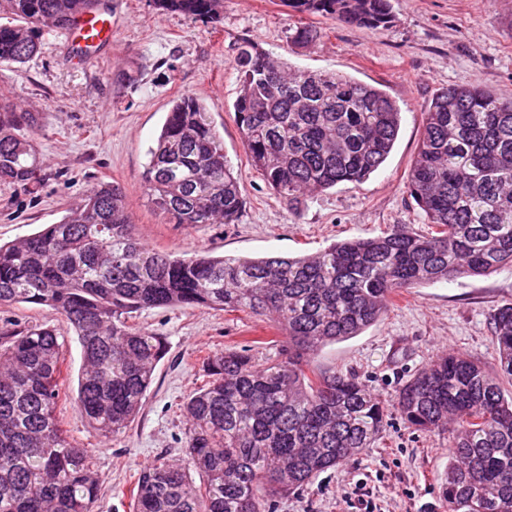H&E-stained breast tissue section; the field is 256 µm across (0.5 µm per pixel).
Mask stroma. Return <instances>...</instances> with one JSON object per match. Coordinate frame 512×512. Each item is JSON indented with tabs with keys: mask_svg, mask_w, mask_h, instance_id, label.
I'll use <instances>...</instances> for the list:
<instances>
[{
	"mask_svg": "<svg viewBox=\"0 0 512 512\" xmlns=\"http://www.w3.org/2000/svg\"><path fill=\"white\" fill-rule=\"evenodd\" d=\"M111 6L112 44L85 65L69 63L63 31L45 30L36 55L0 68V95L33 113L35 142L47 180L34 195L0 184V243L21 240L59 223L84 192L119 184L140 238L190 256L210 249L227 256L312 254L330 242L373 237L394 224L430 229L406 192L424 111L451 85H474L512 98V0H391L390 29L344 25L319 15H292L283 0H224L215 23L159 14L152 0H104ZM317 37L303 48L290 34L298 24ZM250 42L293 67L339 72L385 90L401 111L394 148L362 183L304 196L290 210L254 169L235 122L236 57ZM202 100L224 137V153L241 176L244 208L235 224H169L144 192L148 150L177 97ZM512 302V265L483 277L421 284L396 296L381 320L360 335L323 347L315 366L356 374L384 399L445 351L497 374L493 314ZM136 326L163 336L167 353L131 427L115 438L92 430L72 396L83 364L70 324L52 309L0 305V327H54L63 342L56 415L68 440L87 449L100 492L93 512H132L130 490L141 466L184 449V404L207 377L202 360L226 348H247L256 362L276 358L284 342L272 322L246 311L151 309ZM447 431L408 428L392 415L373 448L321 473L303 492L275 499V512H357L349 500L367 494L374 512H443L448 472Z\"/></svg>",
	"mask_w": 512,
	"mask_h": 512,
	"instance_id": "obj_1",
	"label": "stroma"
}]
</instances>
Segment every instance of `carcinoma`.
<instances>
[{
    "mask_svg": "<svg viewBox=\"0 0 512 512\" xmlns=\"http://www.w3.org/2000/svg\"><path fill=\"white\" fill-rule=\"evenodd\" d=\"M96 0H0V67L22 65L43 27L65 29ZM291 11L359 27L395 24L390 0H284ZM164 13L211 22L224 0H153ZM317 32L305 24L291 42ZM235 119L252 165L291 209L307 191L360 183L386 161L400 109L382 89L339 73L290 70L249 42L236 61ZM36 119L0 104V182L33 194L45 179ZM144 189L172 224H235L244 207L211 112L185 94L149 150ZM406 189L434 231L394 224L314 255L175 256L147 246L123 189L100 183L57 224L0 243V305L47 306L83 353L74 404L95 430L123 434L166 354L163 337L130 323L157 308L200 307L273 321L285 344L264 365L226 349L203 360L209 381L186 403L185 454L143 467L133 512H273L270 496L372 447L388 408L418 431L453 426L444 512H512V397L481 364L435 358L391 401L353 374L319 369L323 346L379 321L405 288L487 275L512 264V99L449 87L425 110ZM501 374L512 380V303L493 317ZM63 344L50 327L0 329V512H93L99 480L88 452L55 415ZM200 482H195L193 475Z\"/></svg>",
    "mask_w": 512,
    "mask_h": 512,
    "instance_id": "1",
    "label": "carcinoma"
}]
</instances>
